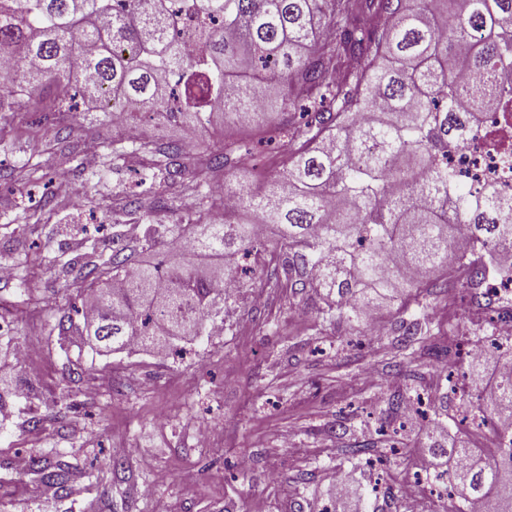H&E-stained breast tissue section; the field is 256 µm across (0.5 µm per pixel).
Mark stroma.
I'll return each instance as SVG.
<instances>
[{"instance_id":"stroma-1","label":"stroma","mask_w":512,"mask_h":512,"mask_svg":"<svg viewBox=\"0 0 512 512\" xmlns=\"http://www.w3.org/2000/svg\"><path fill=\"white\" fill-rule=\"evenodd\" d=\"M0 264L26 273L27 291L15 278L0 281V307L15 313L12 334L33 347L30 373L0 395L13 414L0 419V512H323L336 498L327 487L337 470L351 485L371 490L381 475L389 491L412 479L429 441L414 428L402 454L389 453L382 427L394 420L389 398H429L427 417L489 449V431L461 434L456 399H435L447 390L427 349L435 345L460 356L468 336L490 337L488 307L460 308L453 294L423 295L435 325L454 324L417 344L415 360L398 367L391 335L372 336L355 325L322 320L313 292L291 297L266 291L254 307V288L241 289L224 316V333L180 341L183 357L160 361L139 347L96 353L84 342L61 352L53 326L71 300L50 267L81 253L84 231L101 224H185L202 216L190 207L198 173L186 168L175 183L142 187L141 207H125L132 182L149 172L148 154L113 156L122 139L113 124H92L85 112L19 108L0 116ZM69 144L58 141L59 131ZM254 148L246 162L255 185L282 173L301 139H282L263 124L209 129L197 145L210 153L220 138ZM45 177L27 182L28 163ZM38 213L40 224L22 244L10 241L8 223ZM81 367L71 382L68 364ZM40 424H32V416ZM364 448L351 457L349 448ZM247 469L235 467L240 455ZM62 459L72 467L67 497L45 494L43 484L13 467L15 457ZM124 462L113 469L112 459Z\"/></svg>"}]
</instances>
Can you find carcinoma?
<instances>
[{
	"label": "carcinoma",
	"mask_w": 512,
	"mask_h": 512,
	"mask_svg": "<svg viewBox=\"0 0 512 512\" xmlns=\"http://www.w3.org/2000/svg\"><path fill=\"white\" fill-rule=\"evenodd\" d=\"M170 2L127 0L113 17L112 0H0V71L13 75L0 84V111L53 84L69 89L56 112L109 95L106 117L153 112L200 131L220 116L248 124L273 114L289 84L313 108L304 142L263 189L246 176L242 144L196 159L206 179L236 178L227 193L241 220L149 225L140 248L154 250L166 234L169 248L132 276L124 247L105 255L94 245L62 263L66 290L91 298L95 312H63L60 348L81 336L106 350L132 339L150 346L175 323L208 336L235 304L226 278L241 289L243 274L293 295L309 289L327 319L364 323L370 309L447 288L426 277L448 272L453 251L465 273L456 291L481 303L476 285L495 257L512 254V198L468 189L446 158L487 105L481 79L502 75L500 91L512 96V0H191L206 19L192 57L172 38ZM131 145L153 156V179H175L189 159L181 143ZM258 224L279 236L268 260ZM271 266L276 275L263 277ZM428 322L419 304L399 323L395 344L410 361ZM460 404L500 438L494 418L512 417V357L500 379ZM426 435L433 454L465 456L448 474L457 498L448 512H466L470 501L512 512V453L489 460L479 448L443 447L433 429ZM28 472L67 496L68 462L33 456Z\"/></svg>",
	"instance_id": "cac0c4a2"
}]
</instances>
